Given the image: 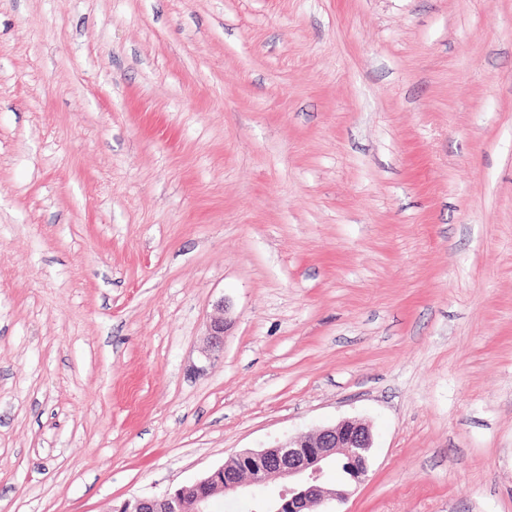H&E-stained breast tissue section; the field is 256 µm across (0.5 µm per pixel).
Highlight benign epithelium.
I'll return each mask as SVG.
<instances>
[{
    "label": "benign epithelium",
    "mask_w": 512,
    "mask_h": 512,
    "mask_svg": "<svg viewBox=\"0 0 512 512\" xmlns=\"http://www.w3.org/2000/svg\"><path fill=\"white\" fill-rule=\"evenodd\" d=\"M221 314L208 325L209 354L215 361L224 352V303ZM369 425L346 419L315 433L303 434L261 450H245L196 482L159 496L133 497L125 501L127 512H207L210 500L219 494L246 496L250 489L272 480L282 482L273 502L262 501L257 512H320L333 501L344 502L351 491L329 488V475L335 464L347 461L353 479L361 483L369 471L368 453L372 448Z\"/></svg>",
    "instance_id": "1"
}]
</instances>
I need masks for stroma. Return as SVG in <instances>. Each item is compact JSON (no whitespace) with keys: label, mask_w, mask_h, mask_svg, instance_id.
<instances>
[{"label":"stroma","mask_w":512,"mask_h":512,"mask_svg":"<svg viewBox=\"0 0 512 512\" xmlns=\"http://www.w3.org/2000/svg\"><path fill=\"white\" fill-rule=\"evenodd\" d=\"M348 418L512 512V0H0V512ZM220 311L218 316L210 319L208 325L209 354L210 360H218L224 352V307H217Z\"/></svg>","instance_id":"stroma-1"}]
</instances>
